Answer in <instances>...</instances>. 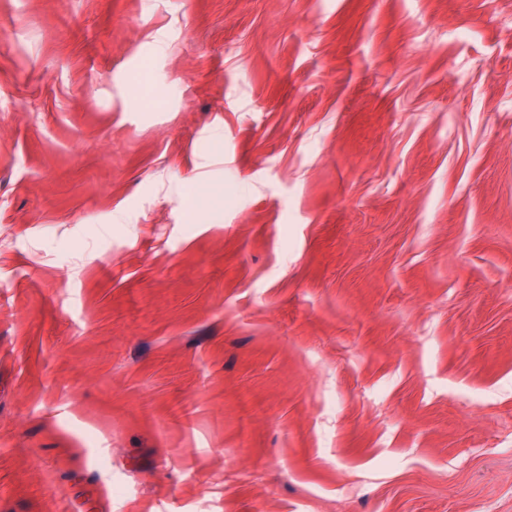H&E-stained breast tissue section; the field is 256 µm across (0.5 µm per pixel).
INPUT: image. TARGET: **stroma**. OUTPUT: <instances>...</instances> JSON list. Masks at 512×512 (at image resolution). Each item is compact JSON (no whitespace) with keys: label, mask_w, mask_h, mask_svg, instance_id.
I'll return each mask as SVG.
<instances>
[{"label":"stroma","mask_w":512,"mask_h":512,"mask_svg":"<svg viewBox=\"0 0 512 512\" xmlns=\"http://www.w3.org/2000/svg\"><path fill=\"white\" fill-rule=\"evenodd\" d=\"M0 512H512V0H0Z\"/></svg>","instance_id":"1"}]
</instances>
